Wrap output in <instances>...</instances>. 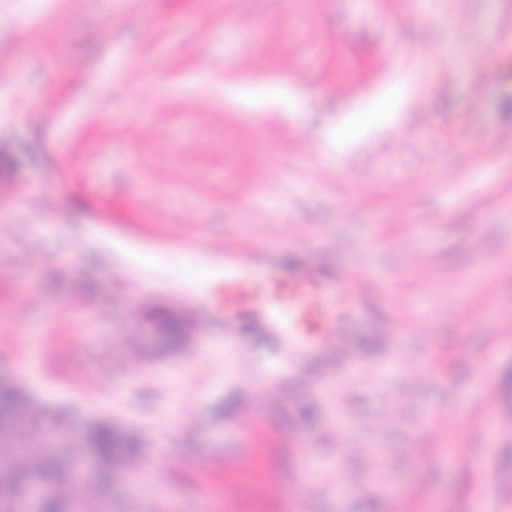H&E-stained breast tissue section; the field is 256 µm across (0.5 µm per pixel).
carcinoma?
Instances as JSON below:
<instances>
[{"label":"carcinoma","instance_id":"carcinoma-1","mask_svg":"<svg viewBox=\"0 0 512 512\" xmlns=\"http://www.w3.org/2000/svg\"><path fill=\"white\" fill-rule=\"evenodd\" d=\"M47 408L25 397L19 387L0 384V458L7 461L8 474L0 478V500L21 493L33 480L51 482L59 488L76 482L87 483L90 476L81 473L76 463L93 453L106 474L116 465L135 461L138 442L125 428L110 421L93 424L77 440L62 435L48 444L43 433ZM95 506L58 493L46 500L42 512H112V500L90 490Z\"/></svg>","mask_w":512,"mask_h":512}]
</instances>
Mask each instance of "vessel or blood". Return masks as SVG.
<instances>
[{"mask_svg": "<svg viewBox=\"0 0 512 512\" xmlns=\"http://www.w3.org/2000/svg\"><path fill=\"white\" fill-rule=\"evenodd\" d=\"M355 298L347 281L319 280L306 266L283 267L269 251L224 250L225 328L256 321L295 347L330 350L343 334L333 311Z\"/></svg>", "mask_w": 512, "mask_h": 512, "instance_id": "b4317fda", "label": "vessel or blood"}]
</instances>
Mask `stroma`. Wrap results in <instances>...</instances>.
Returning <instances> with one entry per match:
<instances>
[{
	"label": "stroma",
	"instance_id": "35a3bbf8",
	"mask_svg": "<svg viewBox=\"0 0 512 512\" xmlns=\"http://www.w3.org/2000/svg\"><path fill=\"white\" fill-rule=\"evenodd\" d=\"M511 22L0 0V379L138 434L112 512H512ZM228 243L361 288L342 355L225 353Z\"/></svg>",
	"mask_w": 512,
	"mask_h": 512
}]
</instances>
